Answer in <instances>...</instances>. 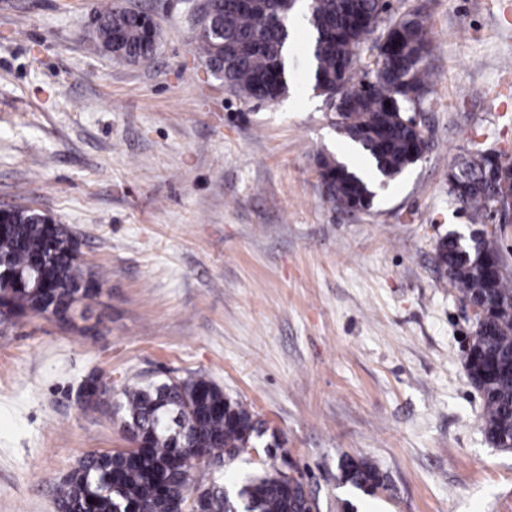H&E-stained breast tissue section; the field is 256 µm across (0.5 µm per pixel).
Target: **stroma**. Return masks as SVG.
Listing matches in <instances>:
<instances>
[{"label": "stroma", "instance_id": "35a3bbf8", "mask_svg": "<svg viewBox=\"0 0 512 512\" xmlns=\"http://www.w3.org/2000/svg\"><path fill=\"white\" fill-rule=\"evenodd\" d=\"M111 3L153 14L151 60L94 47ZM391 5L427 14L433 148L350 214L322 197L316 161L346 142L304 32L288 93L248 101L201 57L193 0H0V208L68 225L102 277L86 332L0 324V512H55L81 456L129 448L77 400L94 370L116 390L207 376L277 433L320 512H512V451L487 438L463 367L474 327L435 264L441 237L475 229L450 164L512 161V0ZM345 458L384 488L342 483ZM338 469L344 483H349L366 494H374L379 487L383 486L384 478L379 470L364 459L341 460L338 463Z\"/></svg>", "mask_w": 512, "mask_h": 512}]
</instances>
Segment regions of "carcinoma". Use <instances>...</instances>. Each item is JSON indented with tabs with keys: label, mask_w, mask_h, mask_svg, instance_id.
<instances>
[{
	"label": "carcinoma",
	"mask_w": 512,
	"mask_h": 512,
	"mask_svg": "<svg viewBox=\"0 0 512 512\" xmlns=\"http://www.w3.org/2000/svg\"><path fill=\"white\" fill-rule=\"evenodd\" d=\"M299 0H209L224 21V49L196 37L202 57L224 85L246 100L274 101L288 88L284 50L290 19ZM387 0H308L305 19L311 78L334 100L336 132L358 145L371 168L393 180L430 149L411 115L423 111L431 92L427 58L429 31L416 13L387 18ZM387 22L388 43L375 33ZM98 44L112 59L133 64L153 56L158 27L146 12L120 7L96 11ZM369 54L361 78L356 65ZM390 107H385V103ZM324 200L345 212L371 208L375 193L355 172L335 159H318ZM512 163L476 151L448 169V197L475 224L495 220L496 205H507L504 184ZM500 258L505 273L491 286L484 281L483 255ZM436 263L461 300L484 313L465 351L468 379L483 403L485 433L512 450V267L496 232L460 244L448 234L438 242ZM99 292L95 273L84 265L69 227L24 207L0 212V322L32 315L77 327V304ZM111 384L93 372L82 385L86 406L97 408ZM113 418L132 443L127 450L89 453L54 487L56 512H175L187 485L195 499L187 512H319L303 482L274 463L229 489L215 476L194 481L182 464L195 448L208 468H229L263 443L278 448L276 434L238 401L200 375L127 384L109 402ZM271 441L265 443V436ZM341 480L367 494L383 486L379 470L364 459L338 463Z\"/></svg>",
	"instance_id": "carcinoma-1"
}]
</instances>
